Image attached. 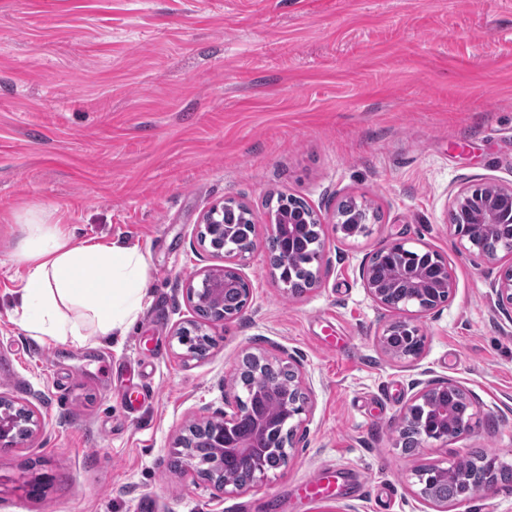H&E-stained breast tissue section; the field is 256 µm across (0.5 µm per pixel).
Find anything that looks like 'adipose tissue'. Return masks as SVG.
Here are the masks:
<instances>
[{"mask_svg": "<svg viewBox=\"0 0 512 512\" xmlns=\"http://www.w3.org/2000/svg\"><path fill=\"white\" fill-rule=\"evenodd\" d=\"M15 221L22 237L14 258L25 273L13 316L29 336L82 347L94 336L122 335L138 319L147 299L148 265L137 246H70L64 226L38 211Z\"/></svg>", "mask_w": 512, "mask_h": 512, "instance_id": "adipose-tissue-1", "label": "adipose tissue"}]
</instances>
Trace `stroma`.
<instances>
[{"instance_id": "35a3bbf8", "label": "stroma", "mask_w": 512, "mask_h": 512, "mask_svg": "<svg viewBox=\"0 0 512 512\" xmlns=\"http://www.w3.org/2000/svg\"><path fill=\"white\" fill-rule=\"evenodd\" d=\"M487 181L512 185V0H0V393L42 420L0 444V512H137L146 497L155 512H437L414 471L478 448L512 466V321L448 221L453 195ZM281 194L325 220L320 284L301 295L270 275L263 218ZM349 198L381 220L344 240L331 218ZM227 199L259 220L240 265L251 297L194 358L173 334L197 318L189 280L222 263L197 224ZM29 210L73 245L143 249L148 300L121 342L43 346L12 321V219ZM395 240L455 280L411 363L379 348L397 314L358 271ZM283 349L313 403L287 466L227 495L185 474L174 437L223 407L245 352ZM448 377L478 425L401 453L414 382ZM319 471L330 494L305 498Z\"/></svg>"}]
</instances>
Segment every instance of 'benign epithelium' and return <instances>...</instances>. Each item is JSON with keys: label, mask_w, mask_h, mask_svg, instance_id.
<instances>
[{"label": "benign epithelium", "mask_w": 512, "mask_h": 512, "mask_svg": "<svg viewBox=\"0 0 512 512\" xmlns=\"http://www.w3.org/2000/svg\"><path fill=\"white\" fill-rule=\"evenodd\" d=\"M452 209L465 213V219L454 225L459 252L469 254L494 267L499 262L498 250H488L484 242L489 233L497 229L502 214L512 212V186L484 182L463 188L452 198ZM249 223L256 227L253 211L243 203L222 202L211 206L198 225V236L208 245L210 252L224 258V265L199 274L200 282L189 284L188 297L198 308L209 306L213 320L223 321L240 316L246 309L248 298L243 296L232 305L224 303V297L233 294L238 286L246 283L238 265L255 247L251 234H238L239 224ZM312 223L321 228L323 221L313 209L301 214L289 212L288 200L270 210L265 218L269 238L280 239L296 233V225ZM336 232L348 239L368 232L367 227L352 225L342 212L336 213ZM406 248L403 241L395 240L379 247L360 266V277L368 295L385 310H412L413 317L387 323L378 344L390 358L411 362L423 352L426 336L418 324L422 317L436 313L446 303L454 288L451 269L441 257L431 252L434 260L431 271L412 269L396 259ZM389 262L387 276H379L375 260ZM497 307L512 319V266L499 272L490 284ZM407 336L414 346L410 349L393 344V337ZM242 367L253 376V384L246 396L224 395V409L200 417L197 422L183 429L174 439L172 448L185 471L204 480L219 493L234 494L267 478L272 467L266 463L265 453L272 451L280 457V466L288 465L291 444L290 434L304 424L302 415L311 412L307 394L309 377L299 360L286 350L271 358L265 354L249 353ZM276 368L288 369V387L264 376V372ZM419 389L411 398L399 423L398 432L412 428L417 433L419 447L434 442L446 444L458 439L460 430L470 432L478 423L474 400L459 384L448 378L418 382ZM279 406L278 432L274 449H267L271 421L265 412L267 402ZM38 429L35 406L18 404L0 394V442L16 445L33 436ZM204 443L211 449L212 467L202 468L197 462L196 448ZM237 459L247 468L250 480L246 483L224 478L217 469L223 456Z\"/></svg>", "instance_id": "1"}]
</instances>
